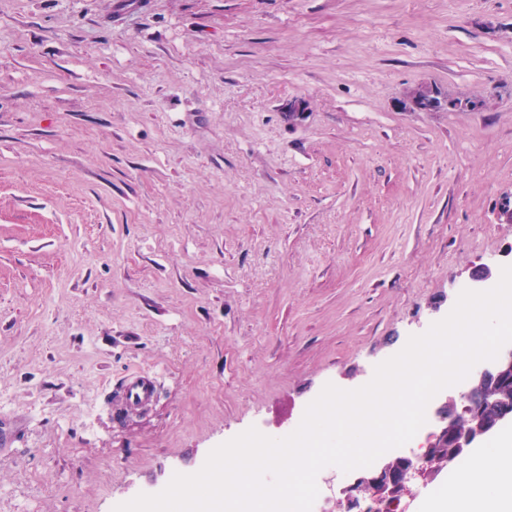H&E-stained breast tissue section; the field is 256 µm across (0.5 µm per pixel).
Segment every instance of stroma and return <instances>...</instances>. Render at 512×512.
<instances>
[{
	"label": "stroma",
	"instance_id": "1",
	"mask_svg": "<svg viewBox=\"0 0 512 512\" xmlns=\"http://www.w3.org/2000/svg\"><path fill=\"white\" fill-rule=\"evenodd\" d=\"M115 3L0 0V512L280 437L512 265V0ZM124 389L129 402H144L150 399L154 394L153 377L147 373H133L131 378L126 382Z\"/></svg>",
	"mask_w": 512,
	"mask_h": 512
}]
</instances>
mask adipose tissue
Returning <instances> with one entry per match:
<instances>
[{
    "mask_svg": "<svg viewBox=\"0 0 512 512\" xmlns=\"http://www.w3.org/2000/svg\"><path fill=\"white\" fill-rule=\"evenodd\" d=\"M423 512H512V428L480 444L453 468Z\"/></svg>",
    "mask_w": 512,
    "mask_h": 512,
    "instance_id": "adipose-tissue-1",
    "label": "adipose tissue"
}]
</instances>
